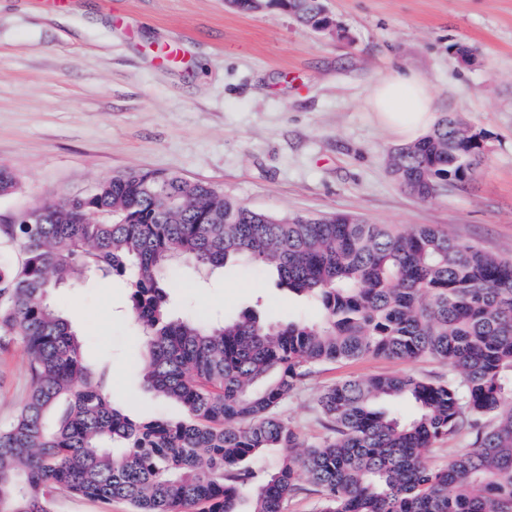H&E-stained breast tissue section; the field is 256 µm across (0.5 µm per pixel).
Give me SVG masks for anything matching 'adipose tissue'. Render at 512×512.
Returning a JSON list of instances; mask_svg holds the SVG:
<instances>
[{
  "instance_id": "1",
  "label": "adipose tissue",
  "mask_w": 512,
  "mask_h": 512,
  "mask_svg": "<svg viewBox=\"0 0 512 512\" xmlns=\"http://www.w3.org/2000/svg\"><path fill=\"white\" fill-rule=\"evenodd\" d=\"M368 106L385 126L411 140L435 121L433 95L424 80L411 72L379 80Z\"/></svg>"
}]
</instances>
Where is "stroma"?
Listing matches in <instances>:
<instances>
[{"instance_id": "stroma-1", "label": "stroma", "mask_w": 512, "mask_h": 512, "mask_svg": "<svg viewBox=\"0 0 512 512\" xmlns=\"http://www.w3.org/2000/svg\"><path fill=\"white\" fill-rule=\"evenodd\" d=\"M325 4L336 29L301 26L269 5L242 13L227 0H0V166L20 185L0 214L86 194L114 175L170 172L257 212L432 225L512 257V0ZM460 44L474 64L458 62ZM407 72L431 87L438 114L457 113L485 137L475 177L427 203L389 175L401 139L366 105L375 83ZM175 282L177 297L228 318L255 306L271 321L316 315L257 269L201 281L185 269ZM57 297L115 407L135 419L180 417L143 383L122 281L95 277ZM26 357L19 342L0 350V421L25 398ZM403 373L446 370L429 358L327 364L284 413L318 441L319 391Z\"/></svg>"}]
</instances>
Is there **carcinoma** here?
<instances>
[{
	"label": "carcinoma",
	"mask_w": 512,
	"mask_h": 512,
	"mask_svg": "<svg viewBox=\"0 0 512 512\" xmlns=\"http://www.w3.org/2000/svg\"><path fill=\"white\" fill-rule=\"evenodd\" d=\"M304 27L321 0H280ZM484 136L450 113L391 152L421 202L466 184ZM19 189L0 167V198ZM0 348L23 343L28 391L0 423V512H52L58 494L122 500L132 512H283L305 491L319 512H512V258L432 225L400 230L348 215L271 216L175 174L131 172L88 195L45 200L0 225ZM276 274L315 321L215 319L171 288L180 266ZM92 274L123 280L144 382L184 418L134 422L55 300ZM447 367L444 377L351 378L319 392L325 434L307 441L282 414L320 367L364 357ZM407 401L400 416L390 405ZM466 447L439 466L444 440ZM271 451L275 467L262 466Z\"/></svg>",
	"instance_id": "obj_1"
}]
</instances>
